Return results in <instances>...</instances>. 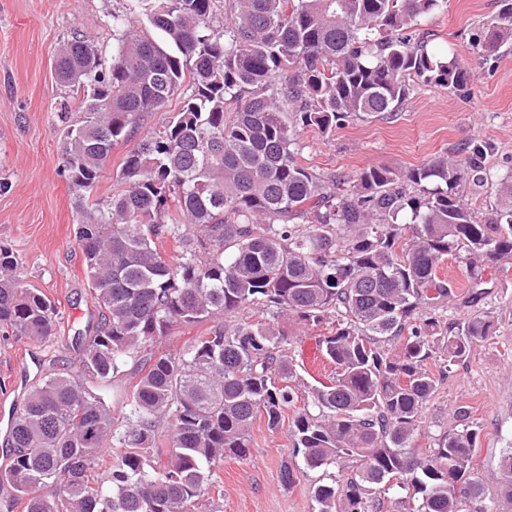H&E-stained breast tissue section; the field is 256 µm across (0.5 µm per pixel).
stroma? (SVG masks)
Listing matches in <instances>:
<instances>
[{
  "label": "stroma",
  "mask_w": 512,
  "mask_h": 512,
  "mask_svg": "<svg viewBox=\"0 0 512 512\" xmlns=\"http://www.w3.org/2000/svg\"><path fill=\"white\" fill-rule=\"evenodd\" d=\"M130 0H0V246L12 249L22 283L45 293L58 307L52 336L32 343L0 331V414H13L29 391L53 373L56 362L76 364V335L91 336L99 308L87 286L75 232L73 195L59 165V109L69 96L55 76L60 49L82 35L98 46L104 66L112 64V17ZM503 0H448V8L422 26L431 45L457 51L475 76L477 92L465 97L435 85H419L393 117L354 119L323 137L302 134L297 160L317 172L356 176L370 166L394 170L419 167L467 146L490 140L488 183L468 194L477 221L495 204L498 180L512 174V48L484 59L469 38ZM487 297L495 333L474 343L468 360L453 367L424 410L416 447L428 449L464 406L478 432L473 466L487 480L486 499H497L490 475L512 443V260L487 265ZM318 333L289 326L286 352L305 380H327L334 369L309 362ZM291 416L278 429L257 418L248 459L225 458L214 471L220 494L212 512H316L314 483L322 469L305 470L292 486L281 482L280 466L292 456Z\"/></svg>",
  "instance_id": "stroma-1"
}]
</instances>
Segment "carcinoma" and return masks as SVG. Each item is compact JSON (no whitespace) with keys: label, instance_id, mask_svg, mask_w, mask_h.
<instances>
[{"label":"carcinoma","instance_id":"1","mask_svg":"<svg viewBox=\"0 0 512 512\" xmlns=\"http://www.w3.org/2000/svg\"><path fill=\"white\" fill-rule=\"evenodd\" d=\"M132 2L112 15L109 69L85 38L57 58L58 80L81 103L75 121L61 104L60 165L102 321L77 368L52 373L17 412L0 484L23 512H198L216 464L250 456L256 417L275 430L291 410L292 454L305 468L358 463L313 485L317 512H372L390 492L400 512H512V446L490 510L469 410L453 411L428 452L414 446L439 382L493 336L488 312L449 324L440 311L454 297L476 304L485 264L512 258V175L482 224L464 194L489 181L488 140L354 179L296 160L302 131L327 136L390 115L420 84L472 94L473 72L421 28L448 0ZM470 45L511 47L512 3ZM178 97L163 129L124 156L110 200L89 203L112 150ZM450 256L466 267L460 294L439 274ZM17 268L0 246V326L41 343L57 307L22 287ZM250 309L324 330L331 379L298 376L274 324L219 322ZM204 322L214 326L183 351L154 349L173 328ZM129 358L138 380L119 420L85 381L117 377Z\"/></svg>","mask_w":512,"mask_h":512}]
</instances>
